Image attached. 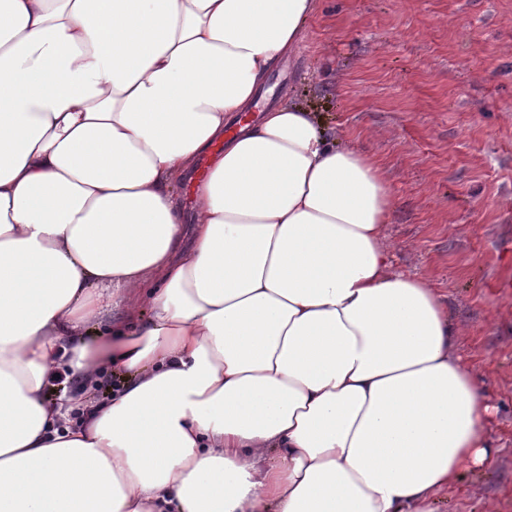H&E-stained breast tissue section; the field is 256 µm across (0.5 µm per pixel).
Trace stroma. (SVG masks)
<instances>
[{
    "mask_svg": "<svg viewBox=\"0 0 512 512\" xmlns=\"http://www.w3.org/2000/svg\"><path fill=\"white\" fill-rule=\"evenodd\" d=\"M259 106L288 97L389 177L395 268L426 278L491 406L492 460L435 512H512V0H320Z\"/></svg>",
    "mask_w": 512,
    "mask_h": 512,
    "instance_id": "stroma-1",
    "label": "stroma"
}]
</instances>
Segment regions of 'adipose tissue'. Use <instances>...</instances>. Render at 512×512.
<instances>
[{"mask_svg":"<svg viewBox=\"0 0 512 512\" xmlns=\"http://www.w3.org/2000/svg\"><path fill=\"white\" fill-rule=\"evenodd\" d=\"M317 9L0 0V512H433L489 462L380 163L289 101L224 135ZM218 141L185 250L175 189ZM64 354L129 381L47 401ZM113 378H117L121 382V387L123 388L127 383V376L125 372L119 370L113 373L105 374L100 377V382L92 387L86 388L84 391L87 393V396L96 404H101L107 402L112 396V386L118 387V380H112ZM112 380V386H106L107 382ZM114 392V391H113Z\"/></svg>","mask_w":512,"mask_h":512,"instance_id":"obj_1","label":"adipose tissue"}]
</instances>
